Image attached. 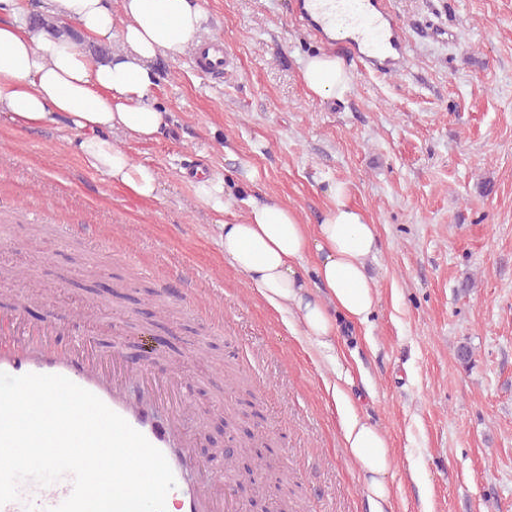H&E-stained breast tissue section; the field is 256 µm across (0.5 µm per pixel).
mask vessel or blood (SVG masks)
I'll return each instance as SVG.
<instances>
[{
  "instance_id": "b4317fda",
  "label": "vessel or blood",
  "mask_w": 512,
  "mask_h": 512,
  "mask_svg": "<svg viewBox=\"0 0 512 512\" xmlns=\"http://www.w3.org/2000/svg\"><path fill=\"white\" fill-rule=\"evenodd\" d=\"M296 13L316 35L335 38L371 70L391 73L406 65V44L388 0H296ZM193 63L201 74L219 79L231 60L222 42L205 40L195 46ZM71 324L68 317L31 322L20 300L0 307V372L60 375L99 397L164 454L175 478L166 500L176 512H246L232 492L218 489L214 477L202 470L194 437L181 416L168 410L171 396L184 390L182 381L169 372L148 374L150 396L130 399V370L120 348L99 351L88 332L67 349L55 347L56 337ZM72 490L69 474L46 486L33 483L17 500L0 505V512H52Z\"/></svg>"
}]
</instances>
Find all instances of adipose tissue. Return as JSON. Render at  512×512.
I'll return each instance as SVG.
<instances>
[{
    "mask_svg": "<svg viewBox=\"0 0 512 512\" xmlns=\"http://www.w3.org/2000/svg\"><path fill=\"white\" fill-rule=\"evenodd\" d=\"M45 6L89 40L108 42L120 32L124 48L105 63H92L69 41L31 27L28 0H0V112L24 128L64 117L93 168L134 197L156 198V169L133 162L112 135L143 144L168 126L169 113L151 102L157 79L151 63L161 55H180L199 31L198 0H121L117 16L107 0H46ZM302 78L322 97L343 89L348 72L341 59L322 54L305 61ZM223 240L232 268L266 301L299 318L325 364L335 365L339 356V321L367 324L377 308L378 286L367 272L379 248L377 229L343 186H336L321 224H303L282 203L253 199L244 221L224 225ZM310 256L315 259L311 284L301 274ZM332 391L343 412L345 449L363 476L371 512H384L391 442L362 418L342 385L333 384Z\"/></svg>",
    "mask_w": 512,
    "mask_h": 512,
    "instance_id": "obj_1",
    "label": "adipose tissue"
}]
</instances>
